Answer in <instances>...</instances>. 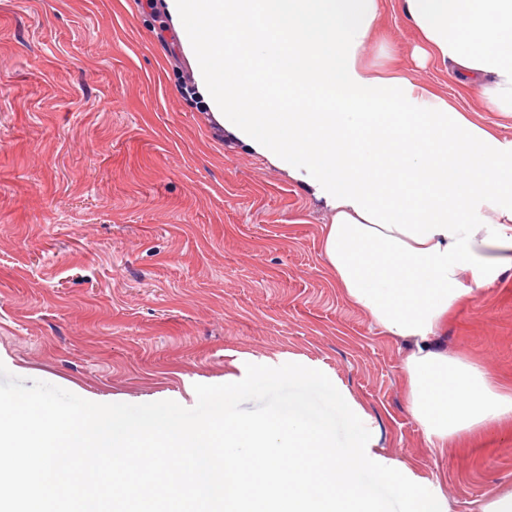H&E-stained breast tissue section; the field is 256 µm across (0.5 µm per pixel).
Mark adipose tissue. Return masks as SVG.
<instances>
[{
	"instance_id": "adipose-tissue-1",
	"label": "adipose tissue",
	"mask_w": 512,
	"mask_h": 512,
	"mask_svg": "<svg viewBox=\"0 0 512 512\" xmlns=\"http://www.w3.org/2000/svg\"><path fill=\"white\" fill-rule=\"evenodd\" d=\"M424 58L512 112V0H400ZM380 0H164L212 119L330 214L336 285L411 347L408 406L433 448L512 417V394L437 346L449 312L512 272V141L364 57Z\"/></svg>"
}]
</instances>
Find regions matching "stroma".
<instances>
[{"label":"stroma","instance_id":"stroma-1","mask_svg":"<svg viewBox=\"0 0 512 512\" xmlns=\"http://www.w3.org/2000/svg\"><path fill=\"white\" fill-rule=\"evenodd\" d=\"M417 44L384 0L366 60L391 46L414 82L512 140V114ZM185 62L139 0H0V362L92 402L186 408L195 384L299 363L361 403L377 452L450 512L512 491V418L432 451L407 410L408 346L327 269V210L197 112ZM439 345L512 390V274L457 307Z\"/></svg>","mask_w":512,"mask_h":512}]
</instances>
